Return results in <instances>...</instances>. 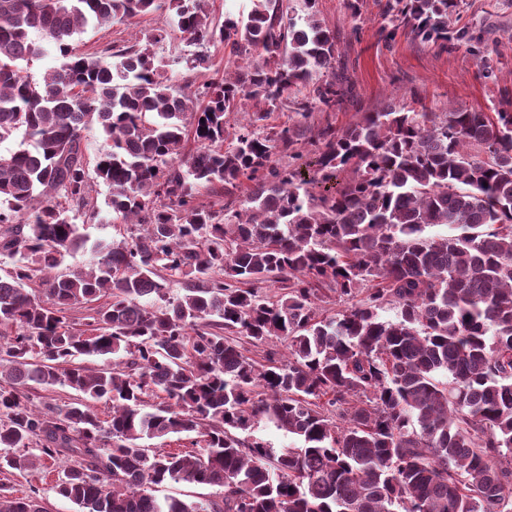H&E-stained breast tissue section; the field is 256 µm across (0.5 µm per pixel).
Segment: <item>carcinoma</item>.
Instances as JSON below:
<instances>
[{
    "mask_svg": "<svg viewBox=\"0 0 512 512\" xmlns=\"http://www.w3.org/2000/svg\"><path fill=\"white\" fill-rule=\"evenodd\" d=\"M315 4L252 0L215 23L205 0H0V143L26 144L0 156L1 469L71 458L57 489L77 512H512V112L393 105L311 131L305 167L281 162L303 131L261 123L351 92ZM456 7L386 0L383 16L436 44ZM161 9L169 27L142 43L71 44ZM173 35L198 47L189 70L211 43L252 61L188 93L155 51ZM49 46L62 62L28 74ZM247 100L263 108L229 131ZM93 126L111 145L91 169ZM95 183L127 237L60 273L86 242L76 220H99ZM203 187L224 203L195 204ZM332 292L358 301L324 318ZM233 335L288 358L260 368ZM54 386L78 398L38 409L32 390ZM260 418L295 444L238 436ZM181 434L195 449L145 445ZM166 482L223 495L160 501ZM0 512L44 510L0 495Z\"/></svg>",
    "mask_w": 512,
    "mask_h": 512,
    "instance_id": "carcinoma-1",
    "label": "carcinoma"
}]
</instances>
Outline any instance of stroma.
<instances>
[{"mask_svg": "<svg viewBox=\"0 0 512 512\" xmlns=\"http://www.w3.org/2000/svg\"><path fill=\"white\" fill-rule=\"evenodd\" d=\"M385 0H359L358 15H351L345 0H318V16L339 37L338 51L354 83V97L342 109L313 113L310 126L332 120L342 127L360 113L403 104L419 112H444L451 107L492 112H512V0H459L451 28L464 32L467 43L425 45L413 39L407 28L385 38L382 6ZM167 13L158 11L136 23H115L76 35L73 44L85 53L119 49L142 39L144 33L166 26ZM184 43L173 39L156 51L175 60V84L195 89L200 84L235 72L247 60L230 55L223 46H208L209 71L188 70L179 61ZM58 466L35 465L24 472L0 471V486L12 497H37L45 512H77L56 488Z\"/></svg>", "mask_w": 512, "mask_h": 512, "instance_id": "stroma-1", "label": "stroma"}]
</instances>
